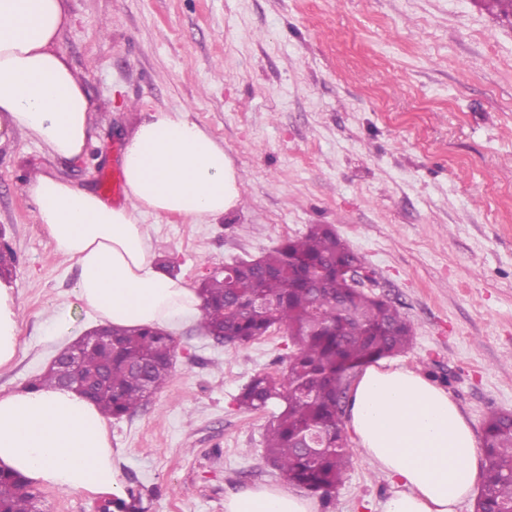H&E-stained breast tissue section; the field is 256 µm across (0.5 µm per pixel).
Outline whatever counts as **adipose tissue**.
Here are the masks:
<instances>
[{"mask_svg":"<svg viewBox=\"0 0 512 512\" xmlns=\"http://www.w3.org/2000/svg\"><path fill=\"white\" fill-rule=\"evenodd\" d=\"M68 23L66 0H0V133L26 132L60 162L82 158L92 137L90 98L60 44ZM122 172L128 203L121 207L49 170L25 187L38 223L79 269L78 304L124 328L198 316L196 291L158 268L141 219L196 222L233 212L241 193L232 159L184 113L157 112L127 139ZM17 328L15 298L0 283V366L16 354ZM346 413L358 450L394 488L380 512H457L474 494L482 466L474 430L448 392L418 371L365 367ZM0 469L66 493L124 494L105 417L58 388L0 394ZM224 512H317V504L294 490L260 486L229 495Z\"/></svg>","mask_w":512,"mask_h":512,"instance_id":"1","label":"adipose tissue"}]
</instances>
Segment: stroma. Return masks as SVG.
Wrapping results in <instances>:
<instances>
[{
  "label": "stroma",
  "mask_w": 512,
  "mask_h": 512,
  "mask_svg": "<svg viewBox=\"0 0 512 512\" xmlns=\"http://www.w3.org/2000/svg\"><path fill=\"white\" fill-rule=\"evenodd\" d=\"M61 35L92 103L83 160L53 163L15 131L0 144V229L19 347L0 393L28 386L94 328L74 262L24 191L43 168L100 190L149 114L178 111L224 144L242 205L198 224L144 216L156 258L190 287L263 255L311 224L333 225L415 338L394 363L444 388L474 431L512 411V26L476 0H68ZM72 317L59 333L58 315ZM168 384L133 416L108 419L112 465L137 512H224L229 494L283 485L263 454L270 409L235 398L289 351L278 325L241 346L191 316ZM318 512H376L389 482L359 451ZM42 512H101L104 494L33 486Z\"/></svg>",
  "instance_id": "stroma-1"
}]
</instances>
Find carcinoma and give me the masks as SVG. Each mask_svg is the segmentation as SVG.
Instances as JSON below:
<instances>
[{
  "label": "carcinoma",
  "instance_id": "carcinoma-1",
  "mask_svg": "<svg viewBox=\"0 0 512 512\" xmlns=\"http://www.w3.org/2000/svg\"><path fill=\"white\" fill-rule=\"evenodd\" d=\"M501 22L512 23V0H480ZM359 256L329 224H311L259 258V267L236 272L232 287L224 273L203 280L198 324L204 332L222 333L244 345L276 325L288 326L292 350L280 376L259 373L236 397L240 408L281 410L264 441L265 457L288 485L331 497L350 465L339 388L364 366L405 351L414 327L387 299L348 285L341 270ZM277 302L269 315L253 303ZM112 347L93 346L81 336L71 348L82 353L88 372L111 368V387L94 401L105 416L130 417L168 383L176 354L174 336L153 327L110 328ZM67 368L50 366L33 386L59 387ZM503 413L494 412L482 426L484 471L476 512H512V429ZM316 433L326 438L316 454L300 447ZM0 508L4 512H38L36 495L20 475L0 471Z\"/></svg>",
  "mask_w": 512,
  "mask_h": 512
}]
</instances>
